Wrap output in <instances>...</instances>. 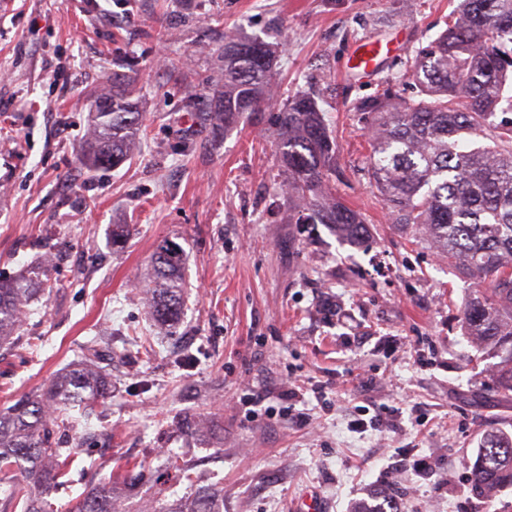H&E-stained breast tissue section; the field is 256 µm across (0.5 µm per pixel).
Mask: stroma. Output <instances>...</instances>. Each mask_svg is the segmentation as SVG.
I'll list each match as a JSON object with an SVG mask.
<instances>
[{
    "label": "stroma",
    "mask_w": 512,
    "mask_h": 512,
    "mask_svg": "<svg viewBox=\"0 0 512 512\" xmlns=\"http://www.w3.org/2000/svg\"><path fill=\"white\" fill-rule=\"evenodd\" d=\"M457 3L0 0V276L55 259L0 349V411L80 362L112 381L106 403L72 410L54 435L81 450L54 512L82 497L92 461L116 483L130 463L152 473L118 512H165L206 487L223 489L224 512H353L376 493L402 512H512L511 487L482 497L467 478L486 432L512 434V394L484 381L493 361L460 329L473 283L393 222L352 109ZM228 35L278 43L279 101L314 94L339 149L334 189L366 219L362 245L289 223L265 124L213 128ZM363 42L379 48L366 77L352 59ZM112 70L137 78L139 149L89 173V99ZM166 241L185 255L170 330L136 298ZM294 378L309 386L291 400ZM185 413L200 431L172 427Z\"/></svg>",
    "instance_id": "35a3bbf8"
}]
</instances>
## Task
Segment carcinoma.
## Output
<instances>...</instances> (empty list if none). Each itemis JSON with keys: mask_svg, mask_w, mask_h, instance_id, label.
Instances as JSON below:
<instances>
[{"mask_svg": "<svg viewBox=\"0 0 512 512\" xmlns=\"http://www.w3.org/2000/svg\"><path fill=\"white\" fill-rule=\"evenodd\" d=\"M277 44L260 39L224 41V80L209 87L211 119L226 128L244 115L277 107L273 136L288 174L283 193L288 223L329 224L358 245L368 236L360 214L332 192L339 173L336 138L312 94L275 105L270 85ZM412 80L418 99L392 88L354 103L370 116L368 173L397 224L421 229L441 259L481 287L462 310L464 335L500 357L492 382L512 393V0H461L446 28L413 53L397 81ZM135 76L104 77L91 103L89 133L80 163L90 171L115 167L136 148L143 123L133 99ZM490 132L493 145H475ZM157 282L149 302L154 320L173 327L182 318L184 258L172 243L154 258ZM44 272L0 280V348L14 341ZM107 378L82 364L20 399L0 414V481L11 491L0 512H43L42 493L65 483L72 448H54L64 411L105 400ZM471 486L491 494L512 486V438L490 430L469 469ZM110 482H99L75 512H116ZM224 490L201 489L167 512H222Z\"/></svg>", "mask_w": 512, "mask_h": 512, "instance_id": "cac0c4a2", "label": "carcinoma"}]
</instances>
